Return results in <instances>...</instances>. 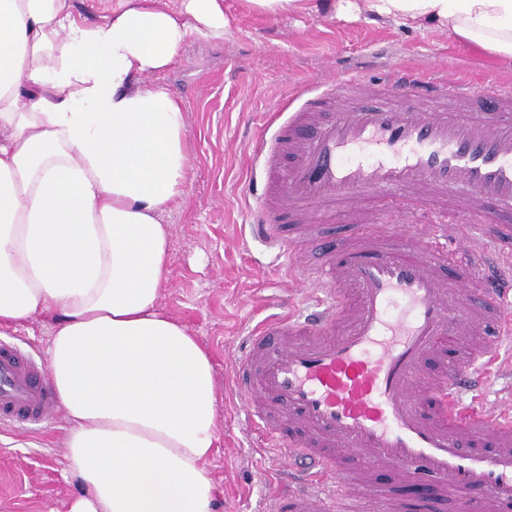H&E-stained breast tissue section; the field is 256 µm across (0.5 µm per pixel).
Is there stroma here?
Returning a JSON list of instances; mask_svg holds the SVG:
<instances>
[{
    "instance_id": "stroma-1",
    "label": "stroma",
    "mask_w": 512,
    "mask_h": 512,
    "mask_svg": "<svg viewBox=\"0 0 512 512\" xmlns=\"http://www.w3.org/2000/svg\"><path fill=\"white\" fill-rule=\"evenodd\" d=\"M455 78L512 84V58L467 46L429 24L371 15L363 0H306L296 13L266 16L243 0H224V37L190 34L177 62L157 82L177 98L188 128L191 171L178 207L161 216L171 231L170 262L160 307L183 323L211 354L218 392L221 446L208 464L214 512H267L275 488L288 484L278 454L251 430L232 385L238 343L298 294L258 253L246 221L255 170V137L269 113L286 110L324 78L379 82L396 67ZM494 206L480 217L384 195L360 212L336 209L322 229L345 241L365 231L394 234L448 223L474 246L493 243L512 257ZM65 423L20 434L0 425V512H68L79 494L63 452Z\"/></svg>"
}]
</instances>
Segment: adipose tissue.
I'll use <instances>...</instances> for the list:
<instances>
[{
	"instance_id": "1",
	"label": "adipose tissue",
	"mask_w": 512,
	"mask_h": 512,
	"mask_svg": "<svg viewBox=\"0 0 512 512\" xmlns=\"http://www.w3.org/2000/svg\"><path fill=\"white\" fill-rule=\"evenodd\" d=\"M512 58V0H365ZM223 0H0V330L47 315L50 381L81 486L70 512H214L212 358L163 312L162 213L190 174L186 117L154 83Z\"/></svg>"
}]
</instances>
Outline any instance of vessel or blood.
I'll use <instances>...</instances> for the list:
<instances>
[{"label":"vessel or blood","mask_w":512,"mask_h":512,"mask_svg":"<svg viewBox=\"0 0 512 512\" xmlns=\"http://www.w3.org/2000/svg\"><path fill=\"white\" fill-rule=\"evenodd\" d=\"M367 106L343 104L345 85L307 88L262 148L263 178L247 212L303 303L244 337L235 380L243 411L283 449L291 482L269 512H346L371 496L352 465L366 457L423 486L407 512H436L442 495L512 512V403L479 411L465 399L493 354L470 343L497 324L512 297V259L481 263L448 227L423 237L321 238L317 268L285 230L310 207L356 209L369 195L440 198L467 210L495 204L512 216V85L480 84L401 68ZM459 357L442 369L449 352ZM441 367L427 383L429 364ZM60 399L47 366L0 340V423L43 425Z\"/></svg>","instance_id":"obj_1"}]
</instances>
